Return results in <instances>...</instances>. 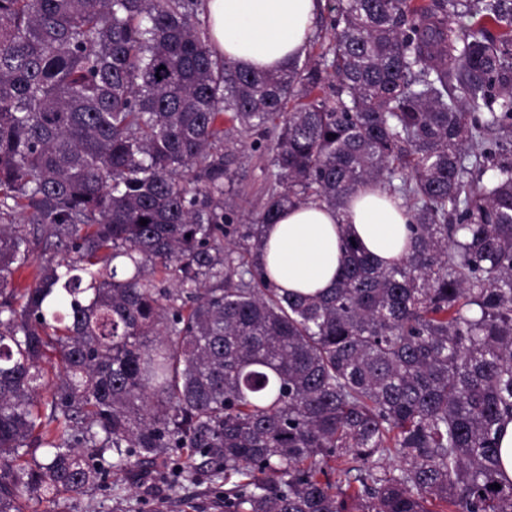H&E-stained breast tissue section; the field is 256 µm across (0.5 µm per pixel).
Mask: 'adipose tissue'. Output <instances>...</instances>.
<instances>
[{"mask_svg": "<svg viewBox=\"0 0 512 512\" xmlns=\"http://www.w3.org/2000/svg\"><path fill=\"white\" fill-rule=\"evenodd\" d=\"M319 11L320 0L205 2L213 46L248 71L283 70L305 57ZM412 222L402 200L367 186L337 209L309 202L282 211L265 228L262 262L278 287L328 295L347 260L345 237L358 239L384 267L408 254Z\"/></svg>", "mask_w": 512, "mask_h": 512, "instance_id": "obj_1", "label": "adipose tissue"}]
</instances>
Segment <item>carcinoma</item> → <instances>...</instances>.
<instances>
[{
  "label": "carcinoma",
  "mask_w": 512,
  "mask_h": 512,
  "mask_svg": "<svg viewBox=\"0 0 512 512\" xmlns=\"http://www.w3.org/2000/svg\"><path fill=\"white\" fill-rule=\"evenodd\" d=\"M202 9L0 0V512L146 469L224 480V512H512V0H339L270 72ZM365 184L414 212L409 254L347 239L332 295L280 292L264 226ZM266 165L267 158L259 159L258 153H252L238 169V183L242 189L241 224H246L251 214L258 212L264 203ZM499 446L501 473L505 479L512 481V419H507L501 424Z\"/></svg>",
  "instance_id": "cac0c4a2"
}]
</instances>
